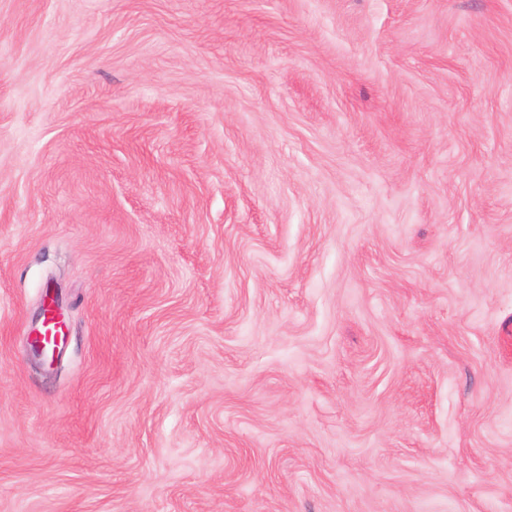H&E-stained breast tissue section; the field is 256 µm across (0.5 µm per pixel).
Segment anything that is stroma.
Segmentation results:
<instances>
[{"label": "stroma", "mask_w": 512, "mask_h": 512, "mask_svg": "<svg viewBox=\"0 0 512 512\" xmlns=\"http://www.w3.org/2000/svg\"><path fill=\"white\" fill-rule=\"evenodd\" d=\"M0 512H512V0H0Z\"/></svg>", "instance_id": "1"}]
</instances>
